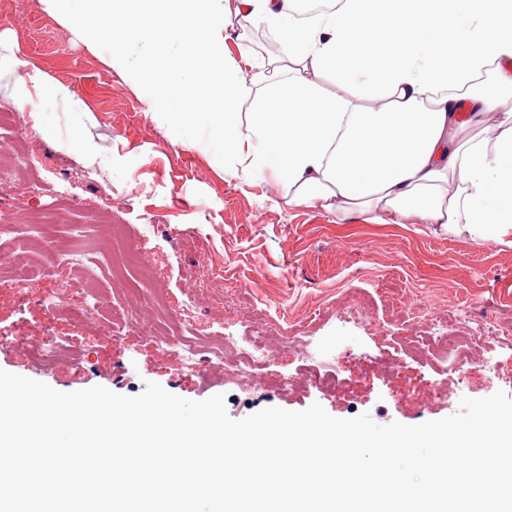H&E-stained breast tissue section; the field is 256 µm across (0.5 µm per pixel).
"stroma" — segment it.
<instances>
[{
  "mask_svg": "<svg viewBox=\"0 0 512 512\" xmlns=\"http://www.w3.org/2000/svg\"><path fill=\"white\" fill-rule=\"evenodd\" d=\"M91 35L58 22L41 0H0V105L21 120L0 126V270L16 263L46 268L45 277L0 288V369L60 392L94 386L136 396L146 383L188 400L225 397L233 419L278 407L320 404L331 416L369 414L378 424L417 425L457 412L461 397H512V351L485 339L498 378L473 369L464 391L430 390L440 363L404 350L428 330L430 312L454 311L481 324L512 322V245L432 233L426 225L338 220L318 207H291L272 178L248 182L216 172L195 149L172 144L166 127L126 79L91 53ZM38 68L83 103H52L55 123L38 132L19 75ZM82 134L87 150L62 151ZM137 237L144 264L103 262L95 278L83 265L112 249L111 236L88 238L90 220ZM69 306L51 308L60 281ZM178 315L184 333L203 339L225 327L266 330L275 360L257 371L247 403L221 368L184 371L162 354L155 333ZM352 336L364 359L346 362V389L329 393L307 382L301 350L285 336ZM55 341L58 361L45 369L31 352Z\"/></svg>",
  "mask_w": 512,
  "mask_h": 512,
  "instance_id": "35a3bbf8",
  "label": "stroma"
}]
</instances>
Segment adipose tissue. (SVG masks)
<instances>
[{"instance_id":"adipose-tissue-1","label":"adipose tissue","mask_w":512,"mask_h":512,"mask_svg":"<svg viewBox=\"0 0 512 512\" xmlns=\"http://www.w3.org/2000/svg\"><path fill=\"white\" fill-rule=\"evenodd\" d=\"M59 21L95 31L91 52L126 81L173 141L216 169L277 178L291 206L372 224L414 220L483 244L512 236V105L470 83L487 63L512 61V0H336L297 23L298 0H41ZM276 32L291 60L331 74L371 100L318 93L303 78L241 113L251 95L240 67L269 79L267 62L226 55L230 21ZM37 130L71 101L33 68ZM467 87L459 97V87Z\"/></svg>"}]
</instances>
